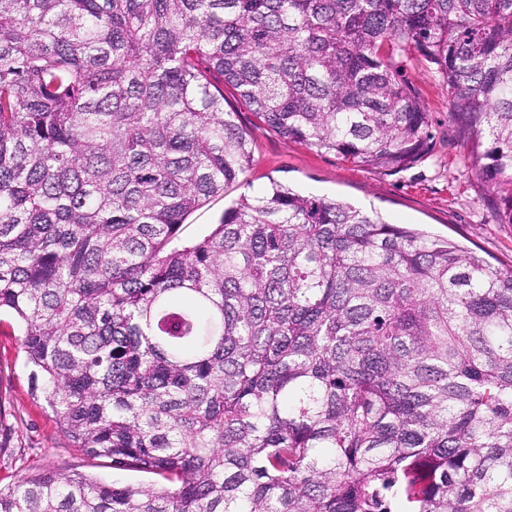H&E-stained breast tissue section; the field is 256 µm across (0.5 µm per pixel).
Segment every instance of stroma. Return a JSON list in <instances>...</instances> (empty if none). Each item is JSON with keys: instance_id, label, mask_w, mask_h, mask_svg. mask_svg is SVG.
<instances>
[{"instance_id": "stroma-1", "label": "stroma", "mask_w": 512, "mask_h": 512, "mask_svg": "<svg viewBox=\"0 0 512 512\" xmlns=\"http://www.w3.org/2000/svg\"><path fill=\"white\" fill-rule=\"evenodd\" d=\"M407 73L429 112L434 148L412 168L390 174L352 166L284 139L244 104L232 87L224 89V108L252 143L253 162L224 197L209 201L185 221L194 236L217 223L229 200L260 195L271 181L303 194L336 199L376 210L389 222L411 224L458 241L492 263L512 262V224L500 223L472 168L442 85L420 65L408 62ZM22 329L9 314L0 315V428L9 439L0 452V487L40 469L68 468L105 482L133 486L152 483L150 475L113 469L111 458L88 456L71 447L54 416L33 395L21 345Z\"/></svg>"}]
</instances>
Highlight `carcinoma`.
Listing matches in <instances>:
<instances>
[{
  "label": "carcinoma",
  "mask_w": 512,
  "mask_h": 512,
  "mask_svg": "<svg viewBox=\"0 0 512 512\" xmlns=\"http://www.w3.org/2000/svg\"><path fill=\"white\" fill-rule=\"evenodd\" d=\"M437 74L512 224V0H0V312L73 447L0 512H512V265L249 168L400 173Z\"/></svg>",
  "instance_id": "cac0c4a2"
}]
</instances>
